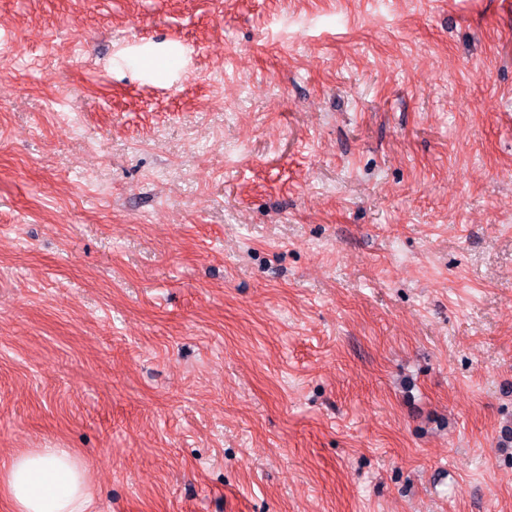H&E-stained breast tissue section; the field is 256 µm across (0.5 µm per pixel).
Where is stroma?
Wrapping results in <instances>:
<instances>
[{"label":"stroma","mask_w":512,"mask_h":512,"mask_svg":"<svg viewBox=\"0 0 512 512\" xmlns=\"http://www.w3.org/2000/svg\"><path fill=\"white\" fill-rule=\"evenodd\" d=\"M0 41L1 460L71 449L94 512H512V0Z\"/></svg>","instance_id":"1"}]
</instances>
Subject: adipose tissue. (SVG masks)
<instances>
[{"instance_id": "obj_1", "label": "adipose tissue", "mask_w": 512, "mask_h": 512, "mask_svg": "<svg viewBox=\"0 0 512 512\" xmlns=\"http://www.w3.org/2000/svg\"><path fill=\"white\" fill-rule=\"evenodd\" d=\"M0 495L12 512H89L84 462L67 448H33L0 461Z\"/></svg>"}]
</instances>
